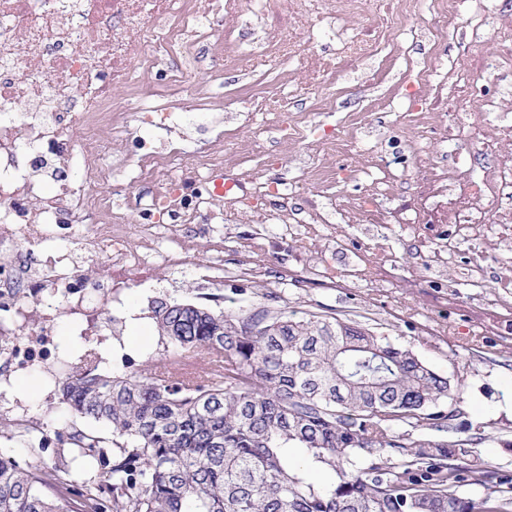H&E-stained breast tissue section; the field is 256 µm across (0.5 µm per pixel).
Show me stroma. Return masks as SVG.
I'll return each mask as SVG.
<instances>
[{
	"label": "stroma",
	"instance_id": "obj_1",
	"mask_svg": "<svg viewBox=\"0 0 512 512\" xmlns=\"http://www.w3.org/2000/svg\"><path fill=\"white\" fill-rule=\"evenodd\" d=\"M336 99L335 111L325 114L324 122L344 126L352 116L369 113L382 133L383 149L406 176H415L418 159L406 148L414 131L402 122L407 99L395 98L387 110L371 112L372 94L354 76L339 86ZM236 136L256 143L254 164H263L266 154L275 155L269 177L306 178V171L287 161L289 155L303 152V145L281 141L275 129L262 130L243 122L238 123ZM193 230L194 248L183 268L173 272L161 268L152 280L119 289L111 313L104 316L109 328L101 335L81 336L67 314H58L51 324L53 346L96 350L105 359V369L114 373L145 367L148 358L163 349L152 318L153 301H195L207 291L220 295V306L227 310L265 309L273 315L307 319L334 317L389 336L412 349L439 375L459 381L456 408L466 427L463 437L469 453L502 480L512 481V335L482 331L476 322L480 314L488 312L505 274L496 261L487 262L483 287H473L458 273L459 265L470 256L468 245H461L456 264L437 269L422 258L423 243L394 224L384 225L376 235L365 225L353 224L344 232L306 245L293 239L276 240L262 250L248 252L244 249L247 239L261 227L246 216L231 213L223 224L224 264L229 268L253 266L260 274L229 277L210 287L199 276L211 254L210 243L201 225H194ZM379 244L392 255L394 277L401 280V287L385 291L337 288L324 279L328 269L339 278L350 275L359 256ZM132 307L142 320L135 332L127 321ZM59 397V385L51 381L45 366H1L0 411L43 421L47 446L42 452H32L27 437L7 432L0 435V452L24 468L46 467L51 465L59 442L67 439L74 427H92L101 436L111 437L109 425L72 415L60 405Z\"/></svg>",
	"mask_w": 512,
	"mask_h": 512
}]
</instances>
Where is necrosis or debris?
Instances as JSON below:
<instances>
[{"label":"necrosis or debris","mask_w":512,"mask_h":512,"mask_svg":"<svg viewBox=\"0 0 512 512\" xmlns=\"http://www.w3.org/2000/svg\"><path fill=\"white\" fill-rule=\"evenodd\" d=\"M414 0H0V357L28 365L49 352L48 326L67 312L95 332L111 293L98 294L99 314H89L96 289L88 261L105 257L113 287L124 288L157 267L181 265L193 242L190 224L207 225L215 254L203 278L224 281L225 211L259 224L307 225V237L337 232L342 224H399L411 236L433 238L430 262L451 264L459 240L474 245L468 263L479 278L487 259L512 264L502 253L512 238V8L496 0H434L430 21L411 23ZM440 45L455 37L464 49L452 64L430 61L421 70L414 103L406 114L417 135L407 143L419 154L413 204L391 198L402 179L386 154L370 143L371 124L354 118L341 134L325 135L322 114L336 103V86L351 73L376 88L374 62L392 45V32ZM22 53H14L16 40ZM206 40L213 66L251 76L280 61L308 74L305 92L281 96L260 92L237 102L245 121L265 115L284 140L306 142L318 152L361 154L359 168L335 173L312 167V198L306 210L292 206L304 190L297 181L273 182L247 168L250 145L224 128L210 87L194 83L192 61ZM496 43L495 52L482 48ZM331 51H324V44ZM164 70L169 85L189 92L195 110L205 113L211 136L196 149L172 137L155 145L149 128H179L174 105L144 102L132 76ZM121 87L127 101L112 91ZM306 95L310 106L294 114L290 105ZM478 104L488 115L483 149L489 157L479 174L421 156L425 141H447L468 124L466 107ZM82 139H74V129ZM130 143L124 157L109 155L112 140ZM81 164L78 183L48 188L40 172L47 165ZM128 188L143 189L146 223L130 225L122 204L97 194L98 185L119 172ZM224 174L216 194L213 175ZM361 179L362 196L333 204L335 178ZM276 209H265L269 195ZM63 231L70 250L45 252L37 267L25 262L54 231ZM393 260L380 248L362 255L347 285L380 287L392 281Z\"/></svg>","instance_id":"obj_1"}]
</instances>
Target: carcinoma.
I'll return each mask as SVG.
<instances>
[{
  "mask_svg": "<svg viewBox=\"0 0 512 512\" xmlns=\"http://www.w3.org/2000/svg\"><path fill=\"white\" fill-rule=\"evenodd\" d=\"M152 314L168 364L220 353L223 372L118 375L93 359L61 403L112 424L111 444L81 432L49 473L0 453V512H512V498L461 491L495 473L455 438L459 384L412 350L337 318L165 300Z\"/></svg>",
  "mask_w": 512,
  "mask_h": 512,
  "instance_id": "cac0c4a2",
  "label": "carcinoma"
}]
</instances>
